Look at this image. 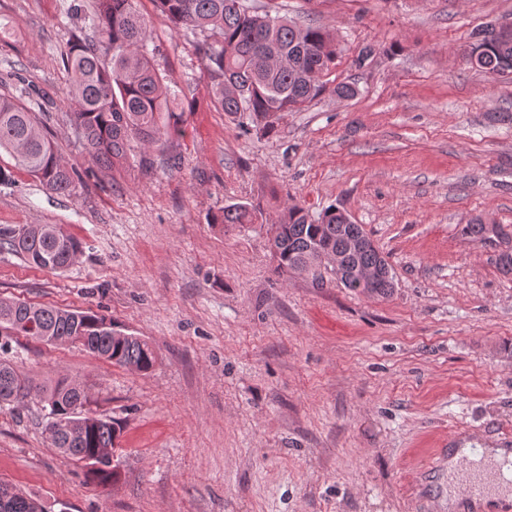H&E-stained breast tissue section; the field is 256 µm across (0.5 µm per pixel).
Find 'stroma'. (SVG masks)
I'll return each mask as SVG.
<instances>
[{
    "instance_id": "35a3bbf8",
    "label": "stroma",
    "mask_w": 512,
    "mask_h": 512,
    "mask_svg": "<svg viewBox=\"0 0 512 512\" xmlns=\"http://www.w3.org/2000/svg\"><path fill=\"white\" fill-rule=\"evenodd\" d=\"M93 2L0 0V90L85 173L58 194L0 150V225L58 224L82 244L63 271L0 249V297L93 312L157 361L137 372L9 337L0 359L31 385L82 383L123 432L102 485L52 446L39 398L0 404V481L48 512H448L449 434L495 448L512 433V75L463 56L512 0H253L341 47L326 89L271 134L211 103L214 34L172 31L138 0L186 134L89 175L61 53L92 36ZM342 82L358 94L338 100ZM237 202L262 222L209 224ZM289 203L346 210L388 255L391 295L279 276L268 239ZM476 222L501 233L465 237Z\"/></svg>"
}]
</instances>
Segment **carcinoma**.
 <instances>
[{
  "label": "carcinoma",
  "instance_id": "carcinoma-1",
  "mask_svg": "<svg viewBox=\"0 0 512 512\" xmlns=\"http://www.w3.org/2000/svg\"><path fill=\"white\" fill-rule=\"evenodd\" d=\"M154 2L174 28L210 29L218 36L203 47L212 99L228 115H247L267 134L275 132L280 113L296 112L314 100L324 89L323 76L336 65L338 44L327 30L260 14L249 0ZM91 21L98 41L73 40L62 62L72 76L77 110L71 122L83 138L86 156L91 164L110 170L129 161L134 141L157 147L182 137L186 106L152 64L150 34L135 0H94ZM477 40L485 46L479 70L492 76L512 73V38H498L488 26L477 33ZM0 149L12 152L21 168L56 193L73 190L79 177L59 158L33 113L5 93H0ZM261 217L255 207L234 203L212 214L209 223L255 224ZM271 231L270 248L280 275L312 265L322 253H333L347 268L384 272L374 283L339 278L348 290L385 297L394 288L391 265L379 249H348L350 240L367 233L362 225L346 222L343 211L329 208L314 217L298 204L289 205ZM0 249L36 267L63 271L77 259L82 245L59 225L1 224ZM0 333L48 344L76 336L91 354L139 372L155 363L146 340L114 329L90 311L0 298ZM29 388L10 362L0 360V403L18 401ZM35 395L50 408L45 430L63 454L84 460L115 447L119 422L89 414L91 393L82 385L61 380ZM0 512L46 508L0 482Z\"/></svg>",
  "mask_w": 512,
  "mask_h": 512
}]
</instances>
